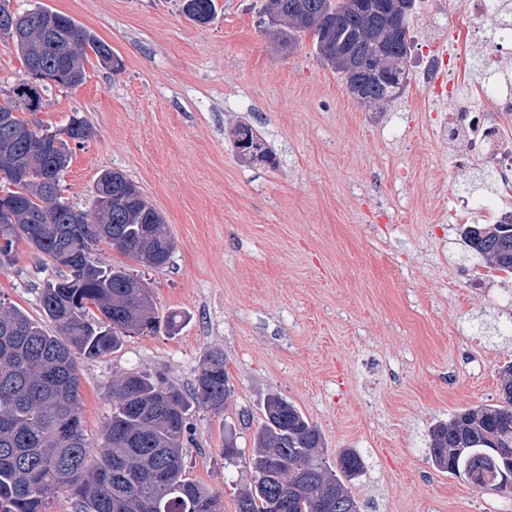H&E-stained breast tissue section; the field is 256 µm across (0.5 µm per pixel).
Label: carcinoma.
<instances>
[{
  "label": "carcinoma",
  "instance_id": "obj_1",
  "mask_svg": "<svg viewBox=\"0 0 512 512\" xmlns=\"http://www.w3.org/2000/svg\"><path fill=\"white\" fill-rule=\"evenodd\" d=\"M361 0H268L262 13L287 20L276 30L290 46L308 37L317 59L347 51L351 64L335 68L348 90L362 88L384 106L406 87L401 75L375 71L379 59L408 58L410 17L401 21L397 42L380 39L386 16L362 11ZM217 13L215 0H182V14L198 24ZM56 20L53 31L43 18ZM25 39L16 49L25 68L39 64L56 74L57 83L76 87L85 78L84 61L92 52L101 64L112 48L79 26L69 15L41 7L20 14ZM11 123L28 138L10 139L0 129V254L13 265L17 245L25 241L55 268L58 256L70 255L65 274L44 282L40 305L55 331L24 311L0 302V512H48L62 492L82 503V512H224V499L189 478L182 463L184 443L193 432L191 405L178 388L147 372H127L112 380L108 396L112 413L100 438L103 452L90 459L91 442L82 413L79 360L97 359L119 350L128 337L127 323L139 334L176 326L178 315L159 313L150 289L130 288L134 275L126 267L104 263L99 246L109 244L130 260L165 267L174 243L162 215L138 186L119 171H105L94 184L92 225L74 222L76 208L58 200L46 204L44 179L55 170L63 179L70 160L69 142L80 146L89 137L86 121L74 116L66 126L68 140L50 155L31 151L30 142L56 136L31 120L21 103L7 101ZM234 133L258 142L250 161H272L252 127L239 124ZM469 250L488 267L512 277V224H465ZM502 401L463 408L429 429L430 458L453 476L473 475V487L497 490L501 475L512 473V362L499 371ZM193 396L213 415L222 416L234 396L224 366V352H208L195 380ZM249 467L254 484L238 492L236 512H272L284 496L287 512H360L349 485L362 478L367 464L345 448L331 463L318 427L293 403L268 397L264 420L253 433Z\"/></svg>",
  "mask_w": 512,
  "mask_h": 512
}]
</instances>
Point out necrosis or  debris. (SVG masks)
I'll use <instances>...</instances> for the list:
<instances>
[{
    "label": "necrosis or debris",
    "mask_w": 512,
    "mask_h": 512,
    "mask_svg": "<svg viewBox=\"0 0 512 512\" xmlns=\"http://www.w3.org/2000/svg\"><path fill=\"white\" fill-rule=\"evenodd\" d=\"M448 41L456 46L448 59L426 58L422 79L426 89L437 90L448 99V143L455 164L480 161L494 188L493 199L453 196L449 220L460 224H510L512 209L504 201L512 199V81H507L506 54L512 53V22L503 21L489 33L459 24L448 27ZM475 64L483 72V81L470 84L458 78L437 86L441 67L466 70Z\"/></svg>",
    "instance_id": "obj_1"
}]
</instances>
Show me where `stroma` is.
<instances>
[{
    "label": "stroma",
    "instance_id": "35a3bbf8",
    "mask_svg": "<svg viewBox=\"0 0 512 512\" xmlns=\"http://www.w3.org/2000/svg\"><path fill=\"white\" fill-rule=\"evenodd\" d=\"M464 2L418 0L407 87L375 111L310 39L281 52L260 24V0H216L207 25L181 14L180 0H9L18 12L68 14L122 62L115 72L91 57L78 87H41L45 125L63 128L75 114L90 125L64 200L92 209L99 175L120 171L176 244L160 270L99 248L102 261L141 275L181 326L81 361L90 438L112 411L113 378L144 370L186 392L220 349L235 395L220 418L193 404L184 464L223 492L224 512L251 481L253 432L271 394L318 426L328 458L342 448L366 457L350 487L361 512H512V491H476L428 453L434 423L499 402V369L512 362V279L490 272L448 221L456 188L487 197L491 185L480 164L455 167L434 132L448 103L412 76ZM241 122L274 163L240 158ZM58 274L19 242L16 264L0 270V302L41 318L40 287ZM228 433L240 451L232 460Z\"/></svg>",
    "mask_w": 512,
    "mask_h": 512
}]
</instances>
